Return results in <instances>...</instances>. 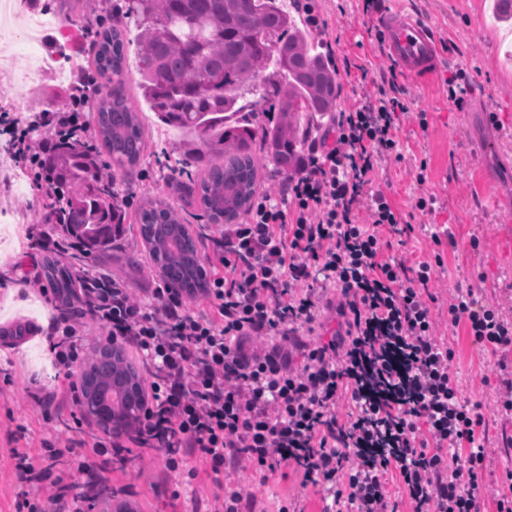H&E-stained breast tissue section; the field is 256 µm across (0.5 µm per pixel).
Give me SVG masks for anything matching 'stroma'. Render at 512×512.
I'll return each instance as SVG.
<instances>
[{"label": "stroma", "mask_w": 512, "mask_h": 512, "mask_svg": "<svg viewBox=\"0 0 512 512\" xmlns=\"http://www.w3.org/2000/svg\"><path fill=\"white\" fill-rule=\"evenodd\" d=\"M15 15L8 27L0 26V113L21 118L47 112L71 90L52 78L30 84L26 76L33 54L53 55L55 43L69 34L85 37L115 22L110 0H101L95 13L73 9L70 0H14ZM326 22L318 44H331L336 56V108L363 104L374 84L390 79L394 94L407 106L395 119L398 157L381 162L371 192H382L413 231L402 248L415 261L441 254L436 270L440 284L472 287L487 307L512 309V21H497L494 0H313ZM418 16L430 23L438 41L436 64L424 78L394 69L385 49L380 22L395 12ZM124 79L128 95L139 114L146 150L131 177L117 176L115 189L126 199V233L119 249L93 258L92 263L122 278L130 287H154L145 261V247L135 224L136 213L147 199L170 201L193 233L219 234L197 204L181 201L167 181L158 161L163 154H178L182 134L157 121L138 86L139 59L135 23L125 28ZM466 73L461 101L448 97V82L458 71ZM433 197L426 209L418 198ZM53 195L16 170L0 163V341L18 323L47 328L51 311L44 299L25 293L20 282L32 268L27 253L30 232H47L64 239L61 227L47 217ZM449 231L455 247H435L428 236L431 225ZM478 239V255L468 252ZM455 352L454 381L462 397L481 402L484 445L500 449L487 460V483L501 482L512 469V454L502 447L512 439V417L495 414L497 379L487 365L490 351L473 344L464 331L448 335ZM84 362L74 364L70 375L53 378L41 337L18 343L15 355L0 360V512H15L22 491L14 477L15 450L38 455L45 444L62 451L53 469H70L71 449L92 447L98 433L95 421L81 407L65 403L70 386L79 385ZM45 384L61 399L53 420H45L33 407L29 393L34 383ZM193 475L171 476L157 488L152 477L161 473L160 451L129 445L121 456L100 457L97 470L114 490V503L134 512H209L219 488L201 459L189 462ZM255 495L260 512H279L296 501L300 512H324V495L300 490L294 471L285 468L263 476L259 471L242 475Z\"/></svg>", "instance_id": "1"}]
</instances>
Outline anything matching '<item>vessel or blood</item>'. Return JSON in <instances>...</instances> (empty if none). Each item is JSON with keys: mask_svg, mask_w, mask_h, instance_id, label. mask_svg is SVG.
Masks as SVG:
<instances>
[{"mask_svg": "<svg viewBox=\"0 0 512 512\" xmlns=\"http://www.w3.org/2000/svg\"><path fill=\"white\" fill-rule=\"evenodd\" d=\"M386 43L402 69L410 75L427 72L432 64L434 34L422 20L397 13L385 21Z\"/></svg>", "mask_w": 512, "mask_h": 512, "instance_id": "1", "label": "vessel or blood"}]
</instances>
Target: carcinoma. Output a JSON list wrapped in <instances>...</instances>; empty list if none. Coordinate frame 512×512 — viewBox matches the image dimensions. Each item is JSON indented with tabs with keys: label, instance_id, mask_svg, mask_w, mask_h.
Returning a JSON list of instances; mask_svg holds the SVG:
<instances>
[{
	"label": "carcinoma",
	"instance_id": "cac0c4a2",
	"mask_svg": "<svg viewBox=\"0 0 512 512\" xmlns=\"http://www.w3.org/2000/svg\"><path fill=\"white\" fill-rule=\"evenodd\" d=\"M125 14L140 29L138 57L141 90L166 125L203 143L197 155L170 166L179 178V195L196 199L211 224H232L251 208L259 183V163L252 148L259 138L276 166L295 168L302 136L311 123L336 106V75L326 55L314 45L295 17L275 0H126ZM125 39L118 25L100 32L91 70L102 80L88 91L96 112L98 141L112 167L128 175L145 150L142 126L124 81ZM259 96L245 99L259 72ZM273 103L277 123L258 127L253 115L262 101ZM222 161L215 163L212 156ZM52 177L67 196L65 226L94 254L112 241V187L90 178V160L72 149L53 161ZM138 231L151 262L164 279L188 296L206 287L195 237L169 203L144 202ZM42 275L59 293L73 288L53 259ZM88 416L104 414L128 425L141 414L143 378L123 349L94 350L81 376Z\"/></svg>",
	"mask_w": 512,
	"mask_h": 512
}]
</instances>
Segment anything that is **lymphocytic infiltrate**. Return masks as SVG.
I'll return each mask as SVG.
<instances>
[{"instance_id":"obj_1","label":"lymphocytic infiltrate","mask_w":512,"mask_h":512,"mask_svg":"<svg viewBox=\"0 0 512 512\" xmlns=\"http://www.w3.org/2000/svg\"><path fill=\"white\" fill-rule=\"evenodd\" d=\"M75 90L52 112L29 121L11 113L12 160L51 181L48 161L82 145ZM405 105L385 85L365 103L338 112L331 132L310 141L295 171L262 192L246 218L204 236L224 266L203 293L208 311L189 312L181 289L160 283L136 293L84 264L80 241L30 236V252L70 254L72 296L50 326L52 364L70 369L83 353L84 319L139 357L151 398L124 435L96 437L86 471L126 443L161 450L166 473L206 462L223 491L212 512H257L238 478L246 470L289 468L301 488L332 499L327 512H398L387 490L398 472L413 512H481L488 454L477 433L483 416L462 400L453 350L435 334L440 314L495 353L496 410L512 415V322L456 289L447 309L434 291L435 268L393 251L410 226L383 195L366 197L378 159L397 150L395 115ZM48 134L39 143L31 135ZM333 289L338 328L311 341L318 289ZM23 492L15 512H88L92 495L74 490L69 472L46 478L26 453L15 455Z\"/></svg>"}]
</instances>
